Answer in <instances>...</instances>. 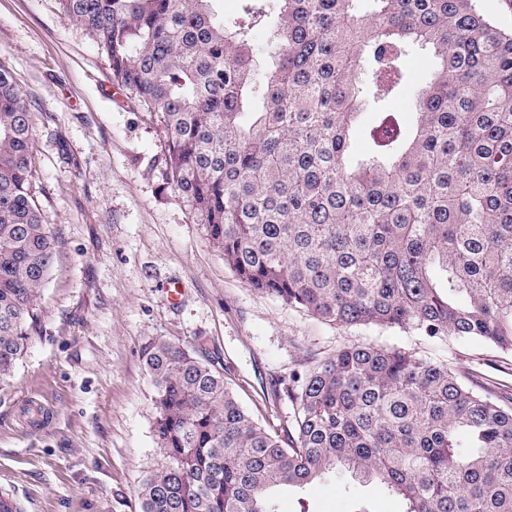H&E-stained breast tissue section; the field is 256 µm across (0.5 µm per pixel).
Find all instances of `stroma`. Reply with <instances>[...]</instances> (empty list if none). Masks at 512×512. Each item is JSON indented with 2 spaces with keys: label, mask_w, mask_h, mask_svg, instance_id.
<instances>
[{
  "label": "stroma",
  "mask_w": 512,
  "mask_h": 512,
  "mask_svg": "<svg viewBox=\"0 0 512 512\" xmlns=\"http://www.w3.org/2000/svg\"><path fill=\"white\" fill-rule=\"evenodd\" d=\"M0 59L32 109V162L58 239L41 323L0 391V491L20 512H141L139 489L164 461L143 358L157 339L213 352L253 417L280 428L293 408L276 385L351 344L401 347L512 397L510 353L336 328L240 280L167 184L154 117L117 93L107 59L56 0H0ZM406 67L409 87L388 101L404 114L435 61L416 49ZM277 498L280 512L352 509L332 479Z\"/></svg>",
  "instance_id": "1"
}]
</instances>
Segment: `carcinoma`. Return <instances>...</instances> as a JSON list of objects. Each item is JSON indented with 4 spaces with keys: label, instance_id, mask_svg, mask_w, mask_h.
Instances as JSON below:
<instances>
[{
    "label": "carcinoma",
    "instance_id": "cac0c4a2",
    "mask_svg": "<svg viewBox=\"0 0 512 512\" xmlns=\"http://www.w3.org/2000/svg\"><path fill=\"white\" fill-rule=\"evenodd\" d=\"M56 2L126 100L157 117L167 184L239 279L339 328L512 353V32L476 0H254L230 24L212 0ZM273 13L268 42L253 40ZM415 46L436 67L410 129L382 103L408 84ZM32 137L0 60V390L40 321L56 247ZM143 357L166 461L141 512H279L274 489L340 468L406 512H512V404L446 364L343 346L292 378L281 436L203 350L158 339Z\"/></svg>",
    "mask_w": 512,
    "mask_h": 512
}]
</instances>
